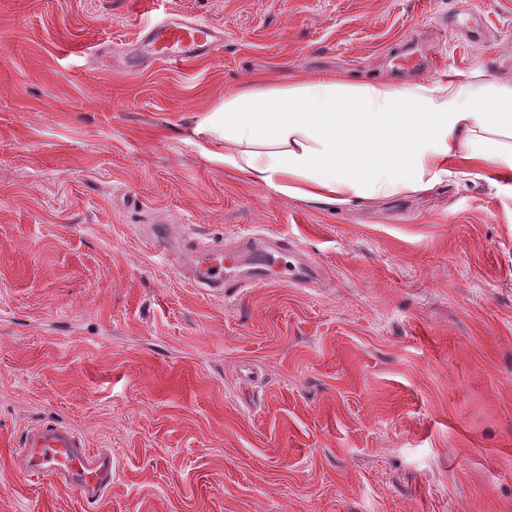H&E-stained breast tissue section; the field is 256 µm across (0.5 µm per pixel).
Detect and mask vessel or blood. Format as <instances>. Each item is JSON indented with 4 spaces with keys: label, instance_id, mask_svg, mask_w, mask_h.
Returning a JSON list of instances; mask_svg holds the SVG:
<instances>
[{
    "label": "vessel or blood",
    "instance_id": "b4317fda",
    "mask_svg": "<svg viewBox=\"0 0 512 512\" xmlns=\"http://www.w3.org/2000/svg\"><path fill=\"white\" fill-rule=\"evenodd\" d=\"M144 38L154 57L167 62H189L219 50L222 36L207 24L198 21L160 19L144 29ZM263 250L264 257L256 267V278H265L268 271L279 266L281 251L263 248L261 242L249 240L244 250L225 253L224 267L213 270L207 285L213 289L234 292L237 283L228 271L244 261L247 252ZM25 473L47 475L64 486L75 488L88 502L104 498L112 487V453L107 449H91L71 427L47 422L27 431L19 448L12 451Z\"/></svg>",
    "mask_w": 512,
    "mask_h": 512
}]
</instances>
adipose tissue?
I'll return each instance as SVG.
<instances>
[{"instance_id": "obj_1", "label": "adipose tissue", "mask_w": 512, "mask_h": 512, "mask_svg": "<svg viewBox=\"0 0 512 512\" xmlns=\"http://www.w3.org/2000/svg\"><path fill=\"white\" fill-rule=\"evenodd\" d=\"M201 127L225 166L294 198L373 200L453 168L512 191V82L347 86L317 75L225 95Z\"/></svg>"}]
</instances>
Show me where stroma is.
<instances>
[{
	"mask_svg": "<svg viewBox=\"0 0 512 512\" xmlns=\"http://www.w3.org/2000/svg\"><path fill=\"white\" fill-rule=\"evenodd\" d=\"M166 17L223 50L123 67ZM315 74L511 81L512 0H0V512H512V193L328 206L204 151L225 93ZM265 236L307 284L198 287ZM47 420L111 449L103 500L15 466Z\"/></svg>",
	"mask_w": 512,
	"mask_h": 512,
	"instance_id": "35a3bbf8",
	"label": "stroma"
}]
</instances>
